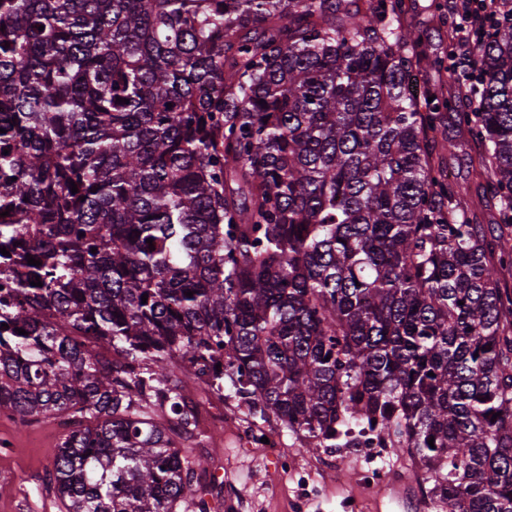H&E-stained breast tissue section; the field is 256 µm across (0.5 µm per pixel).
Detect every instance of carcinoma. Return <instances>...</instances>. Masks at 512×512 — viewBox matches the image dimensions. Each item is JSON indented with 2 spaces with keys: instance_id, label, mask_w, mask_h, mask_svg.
<instances>
[{
  "instance_id": "obj_1",
  "label": "carcinoma",
  "mask_w": 512,
  "mask_h": 512,
  "mask_svg": "<svg viewBox=\"0 0 512 512\" xmlns=\"http://www.w3.org/2000/svg\"><path fill=\"white\" fill-rule=\"evenodd\" d=\"M404 15L0 0V414L75 422L64 512H208L190 384L307 448L373 434L437 512H512V23L479 34L477 94L450 54L417 96L442 61ZM450 124L497 235L448 181Z\"/></svg>"
}]
</instances>
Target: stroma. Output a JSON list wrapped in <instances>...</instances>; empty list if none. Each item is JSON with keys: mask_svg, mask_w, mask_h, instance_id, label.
<instances>
[{"mask_svg": "<svg viewBox=\"0 0 512 512\" xmlns=\"http://www.w3.org/2000/svg\"><path fill=\"white\" fill-rule=\"evenodd\" d=\"M434 0H405L404 23L423 32L430 56H446L452 44L448 27L433 7ZM63 433L51 418L19 424L0 415V512H60V502L48 472ZM279 440L296 455L300 467L314 470L324 490L322 500L307 512H348L357 503L359 512H415L390 489L367 485L363 472L374 458L370 448H305L289 433ZM210 464L224 467V490L239 494L240 512H298L307 498V484L300 475L279 470L266 449L247 447L238 427L215 434L201 450Z\"/></svg>", "mask_w": 512, "mask_h": 512, "instance_id": "obj_1", "label": "stroma"}]
</instances>
